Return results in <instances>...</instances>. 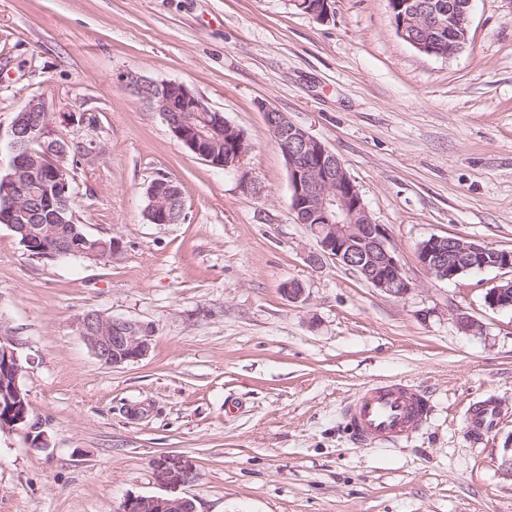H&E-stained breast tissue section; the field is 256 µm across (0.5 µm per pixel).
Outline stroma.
Here are the masks:
<instances>
[{"mask_svg":"<svg viewBox=\"0 0 512 512\" xmlns=\"http://www.w3.org/2000/svg\"><path fill=\"white\" fill-rule=\"evenodd\" d=\"M331 3L320 21L289 0H0V172L3 133L43 99L67 115L60 136L100 144L74 167L76 215L122 243L104 261L39 259L0 224V323L48 440L0 430V512H123L154 494L197 512H512V310L484 301L512 270L438 281L417 260L432 235L512 251V0H474L449 58L401 39L387 0ZM127 74L186 84L249 151L226 170L201 161ZM262 101L342 159L414 283L406 299L307 262L316 242ZM161 174L179 223L144 215ZM91 310L152 323L150 354L100 363L75 327ZM383 379L417 385L431 413L366 446L344 407ZM488 397L499 413L476 439L466 410Z\"/></svg>","mask_w":512,"mask_h":512,"instance_id":"obj_1","label":"stroma"}]
</instances>
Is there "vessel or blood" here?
Instances as JSON below:
<instances>
[{
	"mask_svg": "<svg viewBox=\"0 0 512 512\" xmlns=\"http://www.w3.org/2000/svg\"><path fill=\"white\" fill-rule=\"evenodd\" d=\"M431 410L427 396L405 381L376 382L365 386L347 405L345 419L360 442L397 441L419 430ZM498 412L494 399L472 406L465 418L471 432L482 434Z\"/></svg>",
	"mask_w": 512,
	"mask_h": 512,
	"instance_id": "b4317fda",
	"label": "vessel or blood"
}]
</instances>
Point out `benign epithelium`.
<instances>
[{"label":"benign epithelium","mask_w":512,"mask_h":512,"mask_svg":"<svg viewBox=\"0 0 512 512\" xmlns=\"http://www.w3.org/2000/svg\"><path fill=\"white\" fill-rule=\"evenodd\" d=\"M473 0H466L461 12L451 15L424 5L408 6L401 16L399 37L419 52L438 55L429 35L444 29L448 38L466 29ZM144 96V102L162 114L173 137L198 159L212 158L208 129L192 122V113L204 112L202 99L187 85L179 82H154L139 77L129 80ZM267 126L283 150L288 162L289 184L294 212L299 221L310 226L317 249L307 261L319 266L327 258L347 267L370 287L395 299L410 295L414 286L389 246L385 228L372 221L364 200L347 173L341 159L307 130L289 121L283 113L267 103H260ZM56 114L40 119L35 125L23 126L16 119L7 131L10 146L19 148L21 141H41L54 135ZM234 146L224 156V168L239 164L245 154L244 139L233 140ZM418 261L439 281H453L476 267L512 269V252L496 250L476 241L431 235L417 246ZM493 309L512 310V280L495 286L485 295ZM458 328L476 334L481 324L471 315L456 310ZM76 329L93 355L114 368L137 362L149 355L154 326L140 320L105 316L91 312L80 317ZM22 366L14 341L0 323V429H12L27 423V408L21 384ZM124 512H196L190 498L164 495H137L127 498Z\"/></svg>","instance_id":"obj_1"}]
</instances>
